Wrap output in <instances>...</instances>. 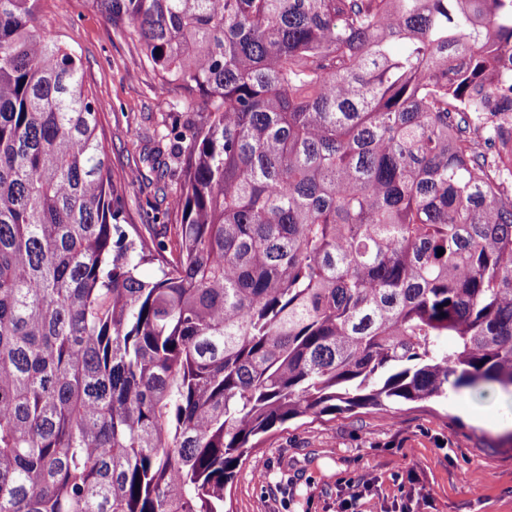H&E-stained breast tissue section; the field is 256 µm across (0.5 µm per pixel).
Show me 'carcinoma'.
Instances as JSON below:
<instances>
[{
  "label": "carcinoma",
  "mask_w": 512,
  "mask_h": 512,
  "mask_svg": "<svg viewBox=\"0 0 512 512\" xmlns=\"http://www.w3.org/2000/svg\"><path fill=\"white\" fill-rule=\"evenodd\" d=\"M37 2L0 0V512H224L292 419L512 392V0H88L208 112L142 156L168 243ZM146 196L147 192H143L140 183H130L126 188V202L127 208L129 210V215L134 224H138L145 235H158V237H162L167 227V235L169 236V228L172 227V224H176L174 220L169 221L168 223H156L151 225H142L143 224V211L146 209L149 210L146 204Z\"/></svg>",
  "instance_id": "1"
}]
</instances>
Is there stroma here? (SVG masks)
<instances>
[{"instance_id": "obj_1", "label": "stroma", "mask_w": 512, "mask_h": 512, "mask_svg": "<svg viewBox=\"0 0 512 512\" xmlns=\"http://www.w3.org/2000/svg\"><path fill=\"white\" fill-rule=\"evenodd\" d=\"M39 27L82 57L100 104L114 173L132 169L173 122L205 113L156 91L141 47L87 0H39ZM512 395L451 392L431 399L302 417L264 435L224 491L225 512H333L337 495L367 483L356 512H512Z\"/></svg>"}]
</instances>
